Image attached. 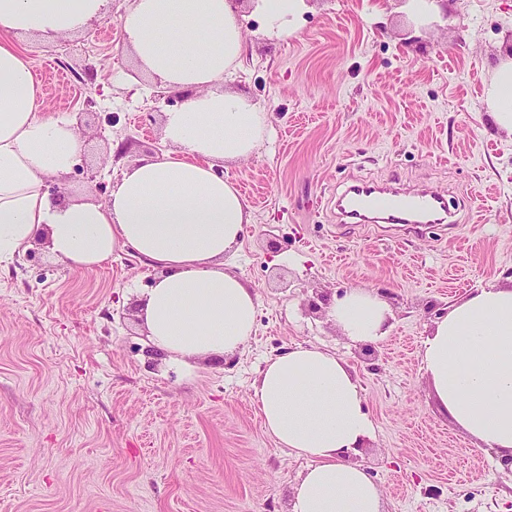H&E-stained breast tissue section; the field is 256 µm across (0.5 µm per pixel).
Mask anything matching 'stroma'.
<instances>
[{"label": "stroma", "mask_w": 512, "mask_h": 512, "mask_svg": "<svg viewBox=\"0 0 512 512\" xmlns=\"http://www.w3.org/2000/svg\"><path fill=\"white\" fill-rule=\"evenodd\" d=\"M108 15L46 46L43 99L78 122L71 171L44 183L104 201L141 159L168 149L179 94L138 71ZM414 28L401 0H311L297 36L248 34L224 80L270 114L249 160L229 164L253 224L235 261L259 297L257 331L236 357L185 366L149 354L137 318L155 273L132 248L77 272L37 242L0 263V512H289L305 459L264 432L252 383L295 344L355 369L374 439L355 455L385 512H512V474L437 405L421 341L472 288H512V133L495 129L484 88L512 47V0H449ZM97 75L87 80L84 70ZM360 180L448 196L457 221L417 233L341 223L337 196ZM363 287L392 313L376 358L309 300Z\"/></svg>", "instance_id": "1"}]
</instances>
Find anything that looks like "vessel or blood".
<instances>
[{"label": "vessel or blood", "instance_id": "vessel-or-blood-1", "mask_svg": "<svg viewBox=\"0 0 512 512\" xmlns=\"http://www.w3.org/2000/svg\"><path fill=\"white\" fill-rule=\"evenodd\" d=\"M346 224H438L447 214L445 197L424 190L412 195L397 188H380L370 182L350 186L336 201Z\"/></svg>", "mask_w": 512, "mask_h": 512}]
</instances>
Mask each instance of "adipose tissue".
Instances as JSON below:
<instances>
[{
  "mask_svg": "<svg viewBox=\"0 0 512 512\" xmlns=\"http://www.w3.org/2000/svg\"><path fill=\"white\" fill-rule=\"evenodd\" d=\"M271 40L295 36L308 0H249ZM108 0H0V261L45 240L55 259L90 270L133 247L156 276L137 316L164 358L188 363L244 351L256 332L258 294L227 263L252 212L218 165L253 156L270 114L224 90L246 53L236 0H131L119 18L139 69L182 96L166 112L168 152L142 159L107 202L50 196L81 142L71 118L40 101L19 43H50L103 19ZM492 123L512 132V61L485 91ZM352 341L387 336L391 312L378 292L353 288L329 307ZM422 370L451 422L501 458L512 457V288L472 289L437 320L421 346ZM266 434L306 458L292 512H385L381 493L350 456L375 435L360 380L336 353L294 345L269 358L252 384Z\"/></svg>",
  "mask_w": 512,
  "mask_h": 512,
  "instance_id": "1",
  "label": "adipose tissue"
}]
</instances>
